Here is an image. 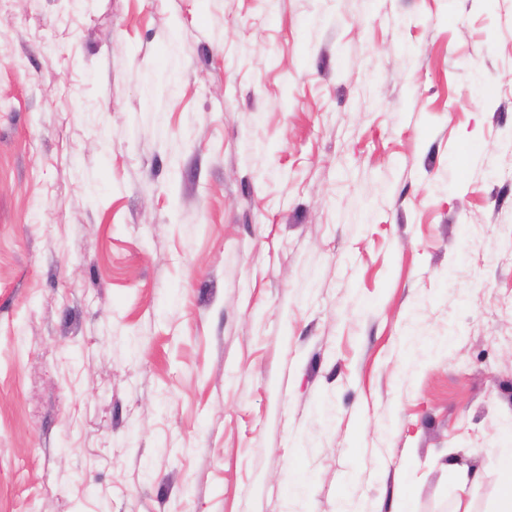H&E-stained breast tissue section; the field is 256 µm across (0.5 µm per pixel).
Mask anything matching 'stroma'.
<instances>
[{"label": "stroma", "instance_id": "35a3bbf8", "mask_svg": "<svg viewBox=\"0 0 512 512\" xmlns=\"http://www.w3.org/2000/svg\"><path fill=\"white\" fill-rule=\"evenodd\" d=\"M512 0H0V512H489Z\"/></svg>", "mask_w": 512, "mask_h": 512}]
</instances>
